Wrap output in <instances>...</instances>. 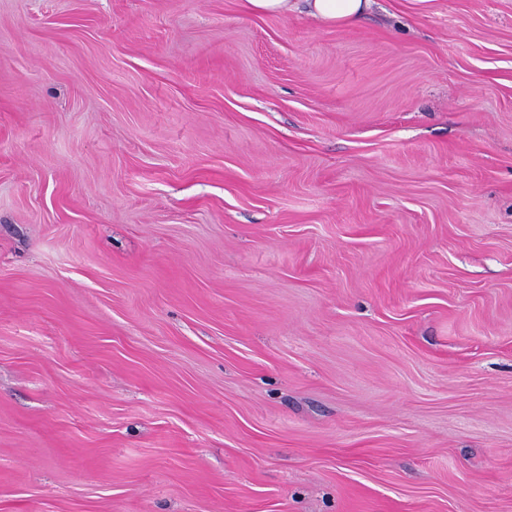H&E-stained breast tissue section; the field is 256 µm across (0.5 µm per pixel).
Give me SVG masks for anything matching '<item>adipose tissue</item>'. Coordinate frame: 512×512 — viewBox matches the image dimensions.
<instances>
[{"label": "adipose tissue", "mask_w": 512, "mask_h": 512, "mask_svg": "<svg viewBox=\"0 0 512 512\" xmlns=\"http://www.w3.org/2000/svg\"><path fill=\"white\" fill-rule=\"evenodd\" d=\"M246 10L255 15H288L305 7L319 22L330 25H351L358 21L371 0H243Z\"/></svg>", "instance_id": "1"}]
</instances>
